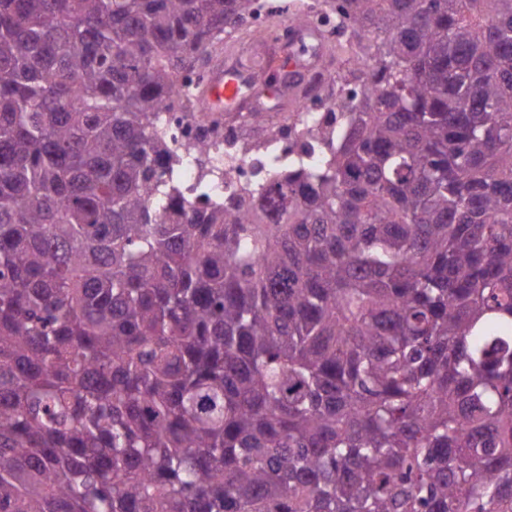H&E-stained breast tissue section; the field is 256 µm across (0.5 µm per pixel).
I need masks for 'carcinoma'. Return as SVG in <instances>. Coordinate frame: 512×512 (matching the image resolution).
Returning <instances> with one entry per match:
<instances>
[{
	"label": "carcinoma",
	"mask_w": 512,
	"mask_h": 512,
	"mask_svg": "<svg viewBox=\"0 0 512 512\" xmlns=\"http://www.w3.org/2000/svg\"><path fill=\"white\" fill-rule=\"evenodd\" d=\"M257 6L0 0V512H512V0H319L367 91L199 206L155 115Z\"/></svg>",
	"instance_id": "obj_1"
}]
</instances>
